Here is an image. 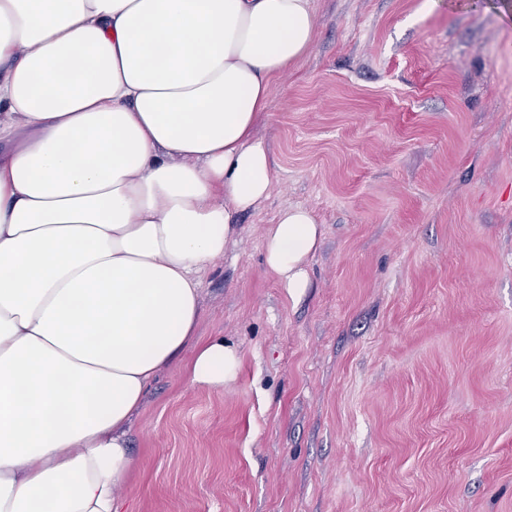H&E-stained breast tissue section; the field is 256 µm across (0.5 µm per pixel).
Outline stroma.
<instances>
[{"instance_id":"stroma-1","label":"stroma","mask_w":512,"mask_h":512,"mask_svg":"<svg viewBox=\"0 0 512 512\" xmlns=\"http://www.w3.org/2000/svg\"><path fill=\"white\" fill-rule=\"evenodd\" d=\"M316 3L201 284L237 379L158 373L123 512H512V0ZM288 205L324 227L298 301L263 257Z\"/></svg>"}]
</instances>
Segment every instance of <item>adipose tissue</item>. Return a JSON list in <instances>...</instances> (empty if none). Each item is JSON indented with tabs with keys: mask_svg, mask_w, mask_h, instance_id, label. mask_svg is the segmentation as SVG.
I'll return each instance as SVG.
<instances>
[{
	"mask_svg": "<svg viewBox=\"0 0 512 512\" xmlns=\"http://www.w3.org/2000/svg\"><path fill=\"white\" fill-rule=\"evenodd\" d=\"M315 36L314 0H0V512H120L156 373L235 381L201 280L270 194L256 126ZM322 236L299 206L265 230L291 299Z\"/></svg>",
	"mask_w": 512,
	"mask_h": 512,
	"instance_id": "ef3b65f1",
	"label": "adipose tissue"
}]
</instances>
